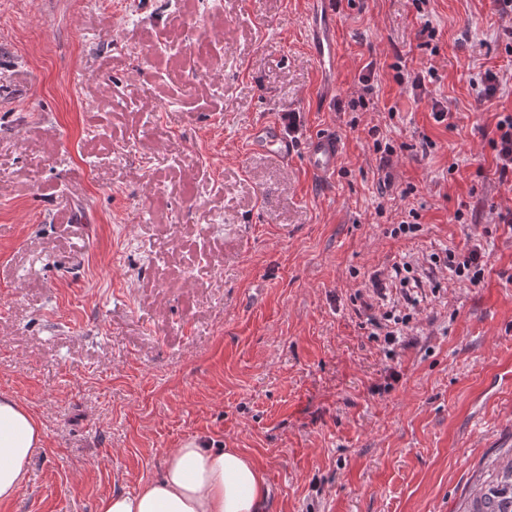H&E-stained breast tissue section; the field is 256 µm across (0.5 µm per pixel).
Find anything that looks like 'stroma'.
I'll list each match as a JSON object with an SVG mask.
<instances>
[{
	"label": "stroma",
	"mask_w": 512,
	"mask_h": 512,
	"mask_svg": "<svg viewBox=\"0 0 512 512\" xmlns=\"http://www.w3.org/2000/svg\"><path fill=\"white\" fill-rule=\"evenodd\" d=\"M128 2L0 0V397L45 428L0 512H99L193 437L260 471L263 512H459L512 448V177L488 145L512 95L470 85L512 76V16L341 0L326 70L313 0ZM401 61L437 81L405 89ZM292 112L293 159L249 151L255 121ZM325 133L341 157L321 177L304 154ZM412 209L418 235L391 236ZM470 239L483 281L438 267L387 354L362 282ZM471 86L475 90L477 98L489 100L495 97L498 93H506L503 82L500 80L498 73L492 70H485L483 73H478L471 80Z\"/></svg>",
	"instance_id": "stroma-1"
}]
</instances>
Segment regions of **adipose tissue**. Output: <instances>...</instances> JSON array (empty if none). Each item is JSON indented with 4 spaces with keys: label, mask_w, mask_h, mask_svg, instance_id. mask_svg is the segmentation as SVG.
I'll return each instance as SVG.
<instances>
[{
    "label": "adipose tissue",
    "mask_w": 512,
    "mask_h": 512,
    "mask_svg": "<svg viewBox=\"0 0 512 512\" xmlns=\"http://www.w3.org/2000/svg\"><path fill=\"white\" fill-rule=\"evenodd\" d=\"M45 429L17 400L0 398V502L26 479ZM266 488L259 470L236 448L191 438L168 457L158 479L102 500L100 512H262Z\"/></svg>",
    "instance_id": "1"
}]
</instances>
